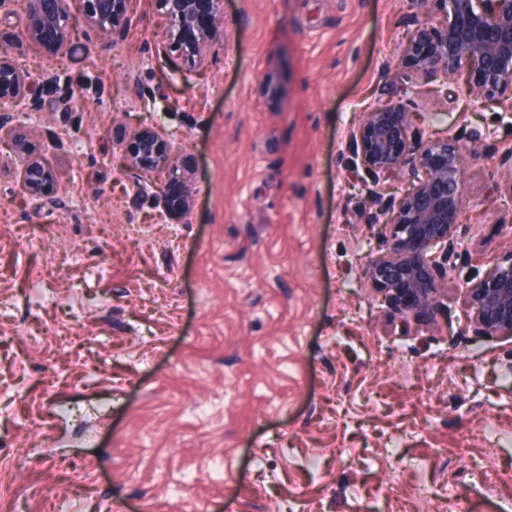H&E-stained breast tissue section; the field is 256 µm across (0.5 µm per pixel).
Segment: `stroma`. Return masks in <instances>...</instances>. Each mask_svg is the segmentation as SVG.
I'll list each match as a JSON object with an SVG mask.
<instances>
[{"label":"stroma","mask_w":512,"mask_h":512,"mask_svg":"<svg viewBox=\"0 0 512 512\" xmlns=\"http://www.w3.org/2000/svg\"><path fill=\"white\" fill-rule=\"evenodd\" d=\"M133 0L123 40L61 55L0 16L41 93L0 117L55 172L32 197L0 136V496L9 512H504L512 337L466 284L512 251V116L460 75L418 83L424 139L465 150L454 278L402 333L367 277L388 228L345 140L404 71L412 0H224L188 67ZM163 132L185 216L124 152ZM65 150H58V142Z\"/></svg>","instance_id":"obj_1"}]
</instances>
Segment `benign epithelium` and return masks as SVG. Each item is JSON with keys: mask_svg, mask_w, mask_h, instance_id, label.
Masks as SVG:
<instances>
[{"mask_svg": "<svg viewBox=\"0 0 512 512\" xmlns=\"http://www.w3.org/2000/svg\"><path fill=\"white\" fill-rule=\"evenodd\" d=\"M160 24L169 43L186 51L187 62L202 67L206 51L224 45V28L217 25L224 0H161ZM131 0H24L26 36L49 42L65 53L81 14L83 35L110 30L112 40L125 34ZM423 11L407 58L417 73L429 79L437 70L455 75L467 66L465 83L487 97L507 98L512 112V0H421ZM34 88L15 60L0 56V100L29 118ZM408 89L366 113L348 137L347 150L372 178L374 208L368 223L391 226L388 251L369 262L374 288L410 319L437 314L436 277L455 271L457 229L465 201L463 147L453 138H411L415 112L406 103ZM18 151L27 155L24 178L30 195L55 198L56 175L51 167L27 154L25 139L14 136ZM125 167L141 178L164 180L168 211L185 212L191 204V178L181 172L164 136L150 128L135 133V149L125 155ZM399 178L410 185L400 200L384 194V184ZM473 331L483 336L512 337V251L466 290Z\"/></svg>", "mask_w": 512, "mask_h": 512, "instance_id": "obj_1", "label": "benign epithelium"}]
</instances>
